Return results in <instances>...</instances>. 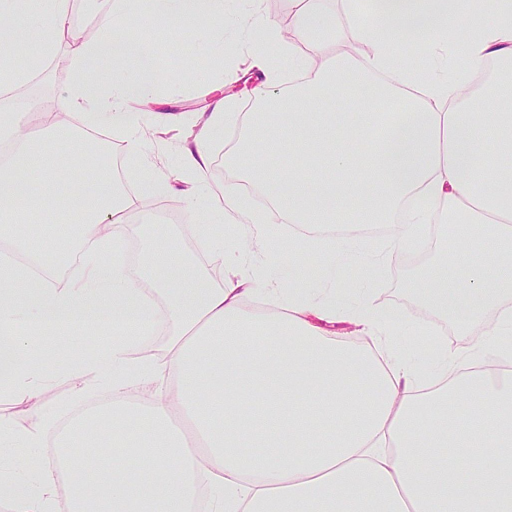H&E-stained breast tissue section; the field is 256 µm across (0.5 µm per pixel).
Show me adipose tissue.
I'll list each match as a JSON object with an SVG mask.
<instances>
[{
  "instance_id": "adipose-tissue-1",
  "label": "adipose tissue",
  "mask_w": 512,
  "mask_h": 512,
  "mask_svg": "<svg viewBox=\"0 0 512 512\" xmlns=\"http://www.w3.org/2000/svg\"><path fill=\"white\" fill-rule=\"evenodd\" d=\"M69 0H0V86L27 83L57 54ZM293 35L319 47L336 34L321 0H299ZM350 30L367 45L360 57L314 66L299 57L298 84L272 81L252 95L268 111L246 125L264 132L224 157L227 168L264 155L250 182L270 198L252 211L234 180L212 184L211 146L234 113L217 98L181 169L209 206L257 230L287 220L387 224L390 245L412 246L430 224H444L458 245L457 277L439 270L415 288L459 328L484 320L488 343L452 351L432 328L398 311L347 297L315 301L290 289L275 311L254 313L245 298L257 277L224 280L182 260L178 282L152 279L160 252L130 268L115 224L141 213L121 196L112 167L97 161L98 183L78 208L86 244L82 276L56 284L48 258L68 253L67 238L28 232L27 217L59 210V188L75 139L125 131L127 154L140 161L141 193L165 192L127 101L156 89V61L141 40L116 30L117 13L99 21L96 41L81 44L66 100L74 124L35 137L17 113L0 114V239L25 262L0 259V378L23 395L30 422L0 421V443L27 451L36 484L0 480L5 512H512V371L492 373L480 356L512 362V0H348ZM144 27L211 20L209 42L224 41L217 18L224 0H122L118 13ZM344 99L353 114L336 111ZM287 115V128L277 119ZM492 146H485V136ZM288 154L282 174L270 160ZM42 169L28 174L31 159ZM166 303L162 358L133 362L130 339L153 332L156 298ZM360 323L375 347L337 340L322 323ZM110 328L112 343L94 359L75 350V326ZM59 335L57 353L44 337ZM410 337L404 351L396 338ZM82 394L108 386L102 413L59 428L43 398L48 374ZM367 390L358 392L353 377ZM175 391L159 395L161 378ZM137 381L148 402L125 399ZM96 436H89V428ZM53 449L52 459L39 451ZM71 448L84 456H68ZM141 476H132L130 460Z\"/></svg>"
}]
</instances>
